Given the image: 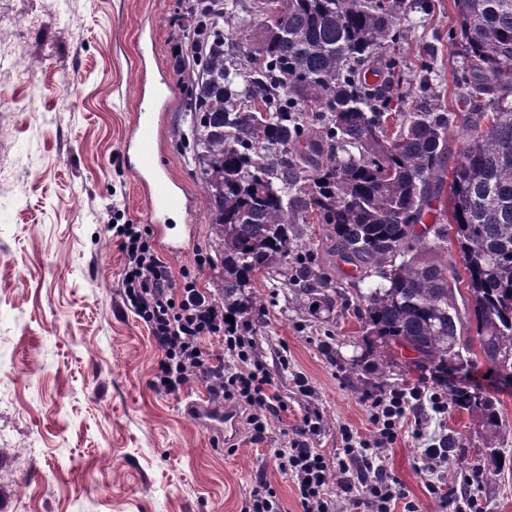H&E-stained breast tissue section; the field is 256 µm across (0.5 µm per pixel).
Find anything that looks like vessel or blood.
I'll return each mask as SVG.
<instances>
[{
    "label": "vessel or blood",
    "instance_id": "b4317fda",
    "mask_svg": "<svg viewBox=\"0 0 512 512\" xmlns=\"http://www.w3.org/2000/svg\"><path fill=\"white\" fill-rule=\"evenodd\" d=\"M173 85L167 72L158 78H141L138 88V108L132 131L124 143L123 152L147 197V214L159 230L169 252L182 251L183 246L173 234L168 218L173 214H190V203L171 175L157 161L160 152L162 110L172 98ZM188 409L199 425L212 434H233L238 430V418L230 408H218L207 401L189 403Z\"/></svg>",
    "mask_w": 512,
    "mask_h": 512
}]
</instances>
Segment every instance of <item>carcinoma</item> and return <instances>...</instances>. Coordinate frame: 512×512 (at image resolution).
I'll return each instance as SVG.
<instances>
[{
	"instance_id": "carcinoma-1",
	"label": "carcinoma",
	"mask_w": 512,
	"mask_h": 512,
	"mask_svg": "<svg viewBox=\"0 0 512 512\" xmlns=\"http://www.w3.org/2000/svg\"><path fill=\"white\" fill-rule=\"evenodd\" d=\"M405 2L262 0L267 25L244 63L199 26L211 48L186 105L219 300L248 313L262 301L244 294L254 273L291 258L298 292L333 303V278L293 230L320 224L341 261L382 279L357 297L366 356L412 352L410 367L493 435L498 400L448 380V358L471 365L461 351L474 335L512 377V0H454L473 105L456 119L437 99L403 112L367 87L364 67L400 37ZM450 246L460 263L440 259Z\"/></svg>"
}]
</instances>
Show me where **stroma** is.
I'll list each match as a JSON object with an SVG mask.
<instances>
[{"mask_svg":"<svg viewBox=\"0 0 512 512\" xmlns=\"http://www.w3.org/2000/svg\"><path fill=\"white\" fill-rule=\"evenodd\" d=\"M198 0H17L8 29L28 74L0 77V512H245L258 478L277 495L278 512H300L297 491L279 467L277 448L305 411L323 417L315 447H341L342 429L368 436L366 395L403 384L431 383L405 363L385 374L366 370L356 339L358 290L376 284L331 268L338 296L313 305L282 287L285 263L259 272L249 314L255 351L279 380L288 409L267 412L253 438L244 407L231 438L208 434L186 411L208 395L193 379L178 392L153 385L162 353L125 301L124 259L109 224H142L147 201L122 150L136 105L143 63L140 38L153 39L170 69L159 160L189 197L184 250L173 269H196L218 294L222 268L212 246L209 206L198 187L185 91L193 67L173 68L183 37L199 22ZM410 12L401 35L375 51L394 95L406 106L438 98L466 112L463 63L452 38L453 0H429ZM265 21L258 0H239L224 20L225 45L248 47ZM465 382L494 395L505 461L477 491L489 512H512V385L482 362L478 344ZM312 388L300 393L293 378ZM456 437L464 466L446 459L426 472L425 439ZM486 440L467 413L412 409L384 456L419 512H447L428 490L461 491L462 467L485 468Z\"/></svg>","mask_w":512,"mask_h":512,"instance_id":"obj_1","label":"stroma"}]
</instances>
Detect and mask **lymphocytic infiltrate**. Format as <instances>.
Instances as JSON below:
<instances>
[{
	"mask_svg": "<svg viewBox=\"0 0 512 512\" xmlns=\"http://www.w3.org/2000/svg\"><path fill=\"white\" fill-rule=\"evenodd\" d=\"M111 231L125 257L126 302L163 354L157 387L173 393L190 378L204 379L213 400L247 406L248 425L255 436H263L266 410L283 411L287 405L275 377L257 359L252 338L228 321L223 304L200 287L189 270L172 271L146 227L117 224ZM214 340L221 342L222 351L211 349ZM422 402L437 414L448 411L447 394L422 383L366 395L372 435L364 439L343 430V446L333 454L312 445L313 436L322 428L321 414L305 413L291 428L286 447L276 452L280 468L298 489L303 512H334L328 490L333 474L355 512H416L399 481L388 474L382 451L396 440L411 407Z\"/></svg>",
	"mask_w": 512,
	"mask_h": 512,
	"instance_id": "lymphocytic-infiltrate-1",
	"label": "lymphocytic infiltrate"
}]
</instances>
